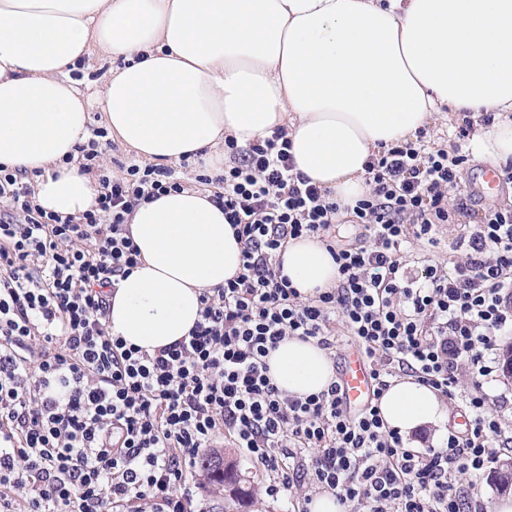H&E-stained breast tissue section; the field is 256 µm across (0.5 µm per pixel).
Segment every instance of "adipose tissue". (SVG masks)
Wrapping results in <instances>:
<instances>
[{
	"label": "adipose tissue",
	"instance_id": "ef3b65f1",
	"mask_svg": "<svg viewBox=\"0 0 512 512\" xmlns=\"http://www.w3.org/2000/svg\"><path fill=\"white\" fill-rule=\"evenodd\" d=\"M96 54L114 65L87 93L67 71ZM449 110L494 113L471 148L512 160V0H0V165L40 170L34 201L62 216L94 203L76 155L96 111L140 160L194 153L210 175L224 171L225 138L245 148L287 127L297 170L346 205L381 146ZM129 231L140 263L111 296L109 325L151 352L188 335L203 289L241 272V246L197 188L139 205ZM281 259L302 296L336 284L319 238L289 241ZM266 362L291 395L336 378L312 339H285ZM380 409L405 438L447 418L437 391L410 377Z\"/></svg>",
	"mask_w": 512,
	"mask_h": 512
}]
</instances>
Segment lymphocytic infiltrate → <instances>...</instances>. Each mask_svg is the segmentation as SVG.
I'll use <instances>...</instances> for the list:
<instances>
[{
	"label": "lymphocytic infiltrate",
	"mask_w": 512,
	"mask_h": 512,
	"mask_svg": "<svg viewBox=\"0 0 512 512\" xmlns=\"http://www.w3.org/2000/svg\"><path fill=\"white\" fill-rule=\"evenodd\" d=\"M494 120L459 113L446 149L425 150L423 129L383 147L350 205L297 171L286 128L245 150L225 139L223 174L195 180L216 185L242 270L203 290L188 336L151 353L112 335L107 292L139 261L133 210L183 182L153 164L99 173L102 127L80 148L81 172L98 175L81 216L44 211L33 173L0 166V512H193L187 476L222 434L290 512H308L316 492L344 512H486L481 478L512 449V408L481 384L498 337L512 335V206L476 199L463 173L475 124ZM344 218L359 242L329 245L335 287L302 297L282 250ZM444 224L464 227L450 271L413 249ZM343 336L372 369L374 401L358 415L338 383L296 397L269 378L265 358L285 338L331 353ZM405 376L466 411L467 432L407 447L377 403Z\"/></svg>",
	"instance_id": "obj_1"
}]
</instances>
